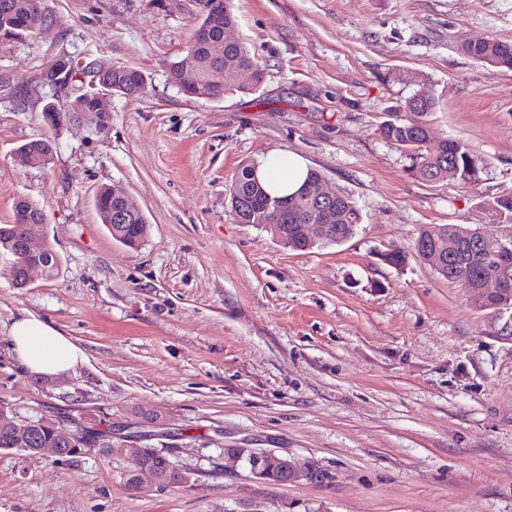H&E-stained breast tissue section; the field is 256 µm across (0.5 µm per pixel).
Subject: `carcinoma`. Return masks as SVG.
<instances>
[{"instance_id":"1","label":"carcinoma","mask_w":512,"mask_h":512,"mask_svg":"<svg viewBox=\"0 0 512 512\" xmlns=\"http://www.w3.org/2000/svg\"><path fill=\"white\" fill-rule=\"evenodd\" d=\"M217 13L202 40L190 43L203 65L192 70L183 67V59L169 64L168 80L178 91L188 97L209 100L224 95V90L212 86L208 80V69L236 67L249 71L253 85L262 82L261 69L255 56L241 42L224 40V26L236 24L231 0H213ZM50 22V15L44 7V0H0V39H21L37 34ZM512 44L487 39L480 47L467 49L465 54L473 60L492 67H499L498 58ZM70 69L73 70V90L67 97L66 110L58 108L53 98L58 96L56 82L50 79V72L43 70L36 77L35 85L45 91L52 100L45 103L43 112L50 124L58 127L75 121L78 112L98 111V89L103 82L91 84L90 66L92 59H80L68 56ZM109 84L119 87L117 93L126 97L140 95L146 84L141 72L123 66H117L109 75ZM33 85V86H35ZM33 86L24 83L3 84L0 81V102L11 104L19 99L32 96ZM438 101L431 95L414 93L409 97L402 110L385 113V120L379 124L381 137L408 152L413 172L424 181H449L466 185L479 179L485 170V157L471 144L445 139L437 149L431 150L428 143L430 135V116ZM22 148L34 160V166L48 167L53 160L51 142L38 139L27 142ZM271 196L265 191L255 175V164L241 165L235 179L229 187L228 202L234 220L239 224H261L277 235L283 226L293 229L296 224H308L322 215L323 206L305 195L300 189L293 195L284 197L286 209L270 210L266 202ZM118 202L109 195V190L101 188L95 197V206L101 223L105 224L113 240L136 241L144 238L148 232L145 218L128 214L127 220L116 224L111 222L109 211L116 209ZM486 208L499 221L512 223V193L488 197ZM362 216L352 198L344 193L336 194V199L328 207L327 222L337 227L339 237L326 240L328 244H340L351 238L361 223ZM441 229L448 235V256L446 266L433 271L449 282L470 279L473 286L497 272L499 258L504 251L499 239L488 237L475 229L462 224H428L422 226L413 242V249L421 261H426L427 251L434 247L433 234ZM27 228L23 224H0V254L23 264L44 263L47 265L45 278L50 279L58 273L61 259L52 245L41 255L31 256L20 251ZM0 450L18 448H60L64 456L73 457L89 446H96L105 454L112 453V427L100 431L87 426L68 427L61 432L55 421L41 418L21 419L10 406L0 400ZM149 465L162 477L161 485L179 487L185 484L180 469L169 464L167 455L151 454L145 457Z\"/></svg>"}]
</instances>
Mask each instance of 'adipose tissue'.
Wrapping results in <instances>:
<instances>
[{
  "mask_svg": "<svg viewBox=\"0 0 512 512\" xmlns=\"http://www.w3.org/2000/svg\"><path fill=\"white\" fill-rule=\"evenodd\" d=\"M309 172L301 156L278 150L268 152L256 163V176L262 186L279 197L297 192ZM10 344L22 371L35 376L65 374L85 361L82 349L69 337L31 314L14 321Z\"/></svg>",
  "mask_w": 512,
  "mask_h": 512,
  "instance_id": "adipose-tissue-1",
  "label": "adipose tissue"
}]
</instances>
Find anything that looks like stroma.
Listing matches in <instances>:
<instances>
[{
	"instance_id": "obj_1",
	"label": "stroma",
	"mask_w": 512,
	"mask_h": 512,
	"mask_svg": "<svg viewBox=\"0 0 512 512\" xmlns=\"http://www.w3.org/2000/svg\"><path fill=\"white\" fill-rule=\"evenodd\" d=\"M234 37L264 78L228 74L218 101L168 80L199 25L198 0H44L50 25L0 43V73L35 77L59 53L92 54L146 78L115 95L112 126L52 127L40 94L0 103V224L24 197L58 274L28 288L0 266V400L19 416L165 433L186 486L134 461L0 450V512H512V309H478L465 283L412 252L425 224L512 235L483 202L512 191V70L465 42L512 43V0H232ZM439 102L433 142L460 139L486 158L460 186L416 178L378 131L416 92ZM47 138L53 163L17 148ZM300 154L362 215L338 245L291 250L236 223L228 189L241 164ZM130 196L149 231L137 248L110 236L94 207ZM407 251L397 268L382 252ZM31 313L85 353L75 371L32 377L10 351ZM230 446L293 457L300 477L263 483L225 470ZM511 49L510 62L511 68L508 66H499L498 58L504 49ZM467 56L473 60L496 68L512 69V44L488 38L479 48L464 49Z\"/></svg>"
}]
</instances>
